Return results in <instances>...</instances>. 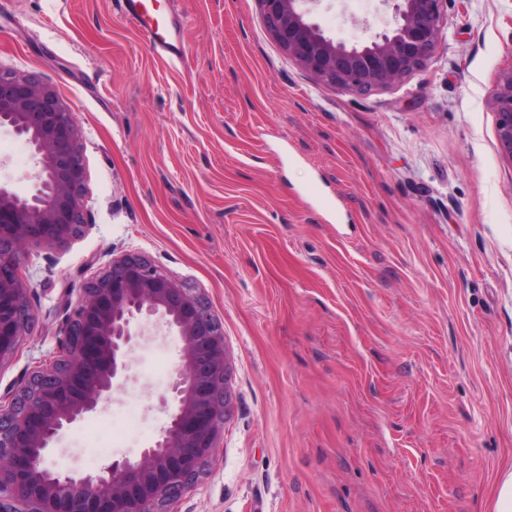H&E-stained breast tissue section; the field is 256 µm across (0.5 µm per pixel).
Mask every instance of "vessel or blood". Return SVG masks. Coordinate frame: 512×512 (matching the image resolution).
<instances>
[{
  "instance_id": "1",
  "label": "vessel or blood",
  "mask_w": 512,
  "mask_h": 512,
  "mask_svg": "<svg viewBox=\"0 0 512 512\" xmlns=\"http://www.w3.org/2000/svg\"><path fill=\"white\" fill-rule=\"evenodd\" d=\"M118 9L147 37L159 55L177 59L182 55V25L175 14L164 12L159 0H115Z\"/></svg>"
}]
</instances>
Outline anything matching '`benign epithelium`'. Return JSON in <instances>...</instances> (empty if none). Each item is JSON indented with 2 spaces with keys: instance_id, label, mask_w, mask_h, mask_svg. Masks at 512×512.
I'll return each instance as SVG.
<instances>
[{
  "instance_id": "benign-epithelium-1",
  "label": "benign epithelium",
  "mask_w": 512,
  "mask_h": 512,
  "mask_svg": "<svg viewBox=\"0 0 512 512\" xmlns=\"http://www.w3.org/2000/svg\"><path fill=\"white\" fill-rule=\"evenodd\" d=\"M258 2L271 36L303 69L326 85L365 92L426 63L446 0H398L393 31L351 48L308 23L302 0ZM493 104L500 148L512 159V71L501 76ZM2 127L29 142L37 173L30 190L0 184V362L14 354L32 318L20 249L64 245L86 225L81 133L59 94L33 77L0 72ZM143 321L183 342L158 440L95 475L55 471L48 462L54 442L121 385ZM62 332L59 354L0 402V512H170L204 473L231 414L222 325L198 294L145 255L126 253L86 283Z\"/></svg>"
}]
</instances>
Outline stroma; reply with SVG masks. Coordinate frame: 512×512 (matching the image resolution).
Masks as SVG:
<instances>
[{
	"label": "stroma",
	"mask_w": 512,
	"mask_h": 512,
	"mask_svg": "<svg viewBox=\"0 0 512 512\" xmlns=\"http://www.w3.org/2000/svg\"><path fill=\"white\" fill-rule=\"evenodd\" d=\"M172 7L177 62L112 0L0 7V71L50 85L81 131L87 222L21 254L33 322L0 399L58 353L86 282L139 252L202 295L231 362L233 415L171 512H493L512 465V159L493 106L512 0H447L425 65L365 93L302 69L257 0ZM303 8L349 47L397 22L394 0ZM35 173L0 129V182ZM142 329L128 380L60 436V472L160 435L182 342Z\"/></svg>",
	"instance_id": "35a3bbf8"
}]
</instances>
